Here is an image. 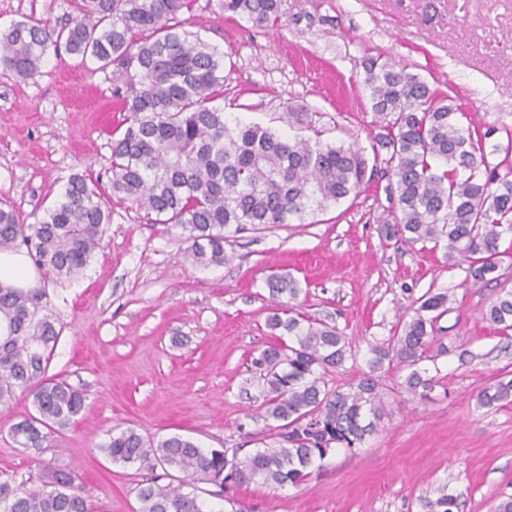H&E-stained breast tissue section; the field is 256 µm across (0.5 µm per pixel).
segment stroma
<instances>
[{
	"label": "stroma",
	"mask_w": 512,
	"mask_h": 512,
	"mask_svg": "<svg viewBox=\"0 0 512 512\" xmlns=\"http://www.w3.org/2000/svg\"><path fill=\"white\" fill-rule=\"evenodd\" d=\"M279 30L225 15L220 0H188L179 20L224 54L228 119L295 136L286 105L303 106L323 142L372 157L380 119L363 86L367 57L383 55L461 104L473 126L512 132V0H282ZM63 26L74 0H0V31L27 15ZM122 118L111 74L66 52L23 79L0 65V202L34 222L84 174L107 180L112 131ZM102 246L75 279L45 281L40 305L60 334L47 373L82 393L76 422L45 447H19L13 424L34 414L16 392L0 406V474L36 482L45 463L75 472L97 512H138L150 471L115 464L102 444L112 428L147 440L173 435L246 456L277 445L252 418L263 401L252 360L274 341L265 281L293 277L307 317L335 324L354 348L400 335L425 292L450 293L437 322L430 398L406 392L403 372H378L387 413L358 451L333 449L305 484H250L233 501L198 483L215 512H424L447 489L460 512H494L512 497V405L481 408L478 393L512 375V335L485 310L512 290V257L494 281L475 284L444 248L386 239L387 179L303 223L230 234L229 264L185 260L188 233L155 224L111 197Z\"/></svg>",
	"instance_id": "obj_1"
}]
</instances>
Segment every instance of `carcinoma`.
<instances>
[{
    "instance_id": "carcinoma-1",
    "label": "carcinoma",
    "mask_w": 512,
    "mask_h": 512,
    "mask_svg": "<svg viewBox=\"0 0 512 512\" xmlns=\"http://www.w3.org/2000/svg\"><path fill=\"white\" fill-rule=\"evenodd\" d=\"M224 13L257 27L281 26L280 0H221ZM183 0H76L77 16L51 29L28 16L0 32V62L19 77L40 73L50 50H65L112 71V94L125 112L112 131V195L156 216L160 224L188 231L186 257L200 267L220 266L230 257L226 232L246 225L291 224L360 193L368 163L353 146L324 144L319 138L284 137L257 124L229 125L224 107V54L182 29ZM363 85L372 111L383 119L375 136L387 153L382 176L391 181L395 208L386 238L395 242L446 239L448 260L468 263L473 283L488 280L512 238V166L500 173L489 157L501 146L487 145L495 129L481 133L461 126L451 97L418 75L380 56L367 60ZM111 211L87 178L71 176L58 199L28 224L12 207H0V250L20 241L34 250L45 278L79 275L101 247ZM276 311L271 330L291 343L273 344L253 358L265 399L258 418L278 430V448L258 449L239 459L206 451L181 436L146 442L133 429H112L101 446L114 463L132 464L164 476L183 474L178 484L149 479L138 492L140 512H207L185 491L201 481L225 490L261 483L299 486L307 469L341 446L353 451L377 429L385 408L376 373L388 366L406 375L402 386L420 398L437 384L420 363L427 358L437 319L448 311L447 293H425L402 334L368 342L367 372L344 391L325 381L357 354L336 326L312 321L278 302L298 296L288 275L267 279ZM43 289L0 285V405L19 389L33 398L36 414L12 425L24 448H42L48 432L64 428L84 408L82 395L45 376L59 336L55 321L40 314ZM487 320L512 331V291L499 295ZM512 403V379L500 380L477 396L480 408ZM78 477L45 467L40 483L0 476V512H94ZM427 512H454L456 497L443 489L426 500Z\"/></svg>"
}]
</instances>
